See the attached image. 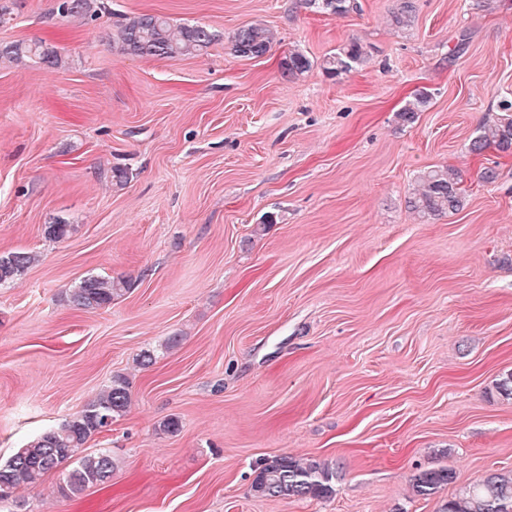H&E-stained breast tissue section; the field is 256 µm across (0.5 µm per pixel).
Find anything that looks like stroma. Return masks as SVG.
I'll return each mask as SVG.
<instances>
[{
    "mask_svg": "<svg viewBox=\"0 0 512 512\" xmlns=\"http://www.w3.org/2000/svg\"><path fill=\"white\" fill-rule=\"evenodd\" d=\"M354 2L336 17L304 0H107L87 23L15 0L0 43L42 40L63 62H0V255L39 256L0 285V460L115 374L131 405L87 444L112 455L111 487L46 484L0 512H442L512 471L496 389L512 372V154L466 150L512 101V0H410L400 29L403 0ZM141 13L219 39L197 57L126 54L118 25ZM254 22L270 51L234 56ZM353 40L366 62L326 74ZM295 50L314 66L287 79ZM438 166L458 171L463 206L422 220L409 193ZM60 220L76 232L46 238ZM91 275L130 289L68 306ZM288 455L332 462L335 495H256L259 464ZM438 467L454 482L414 496L412 475ZM275 40L273 31L263 24L253 23L239 28L231 38L232 53L241 58L264 56ZM431 100V95L427 91H419L412 100L407 102L398 112L397 116L405 124L414 123L418 112H423Z\"/></svg>",
    "mask_w": 512,
    "mask_h": 512,
    "instance_id": "stroma-1",
    "label": "stroma"
}]
</instances>
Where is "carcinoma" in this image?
I'll use <instances>...</instances> for the list:
<instances>
[{"label": "carcinoma", "instance_id": "1", "mask_svg": "<svg viewBox=\"0 0 512 512\" xmlns=\"http://www.w3.org/2000/svg\"><path fill=\"white\" fill-rule=\"evenodd\" d=\"M309 8L341 17L353 8L351 0H305ZM105 6L98 0H59L58 13L64 17L96 20ZM122 49L142 58L176 59L201 56L216 40L215 32L205 25H178L157 14H140L119 24L117 34ZM275 40L273 31L260 23L239 28L231 38L232 53L241 58L264 56ZM368 52L359 41H352L322 60V69L331 75L348 72L363 64ZM0 61L25 63L32 61L48 67L62 63L59 52L42 41L0 44ZM283 76L302 75L313 67L310 59L293 51L281 63ZM431 100L426 91L416 93L398 112L405 124L415 122ZM500 117L484 123L479 134L470 140L466 150L481 156L489 149L512 153V101L500 106ZM463 206L457 172L437 167L424 172L408 197L409 209L426 219L458 211ZM39 256L29 251H15L0 256V284L7 283L38 262ZM124 279L89 276L66 296L70 306L84 310L102 309L128 291ZM130 382L115 375L112 382L59 427L49 428L33 437L9 459L0 463V503L15 500L20 491L41 486L69 460L75 467L63 473L56 491L65 498L81 495L90 487L111 486L115 462L112 456L87 453L85 447L95 435L112 428L124 416L131 403ZM334 467L319 458L275 457L256 472L252 490L256 495L279 499H326L333 496ZM454 480L452 470L431 468L412 476L414 495L427 497ZM444 512H512V473H491L473 485L462 488L448 499Z\"/></svg>", "mask_w": 512, "mask_h": 512}]
</instances>
